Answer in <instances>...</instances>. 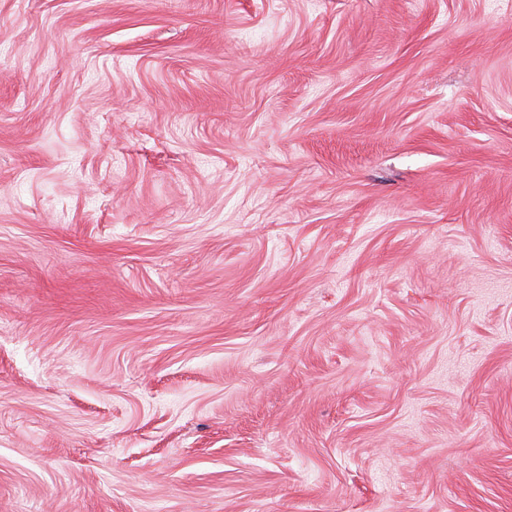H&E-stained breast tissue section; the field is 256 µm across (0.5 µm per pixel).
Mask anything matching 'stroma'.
Wrapping results in <instances>:
<instances>
[{"instance_id":"stroma-1","label":"stroma","mask_w":512,"mask_h":512,"mask_svg":"<svg viewBox=\"0 0 512 512\" xmlns=\"http://www.w3.org/2000/svg\"><path fill=\"white\" fill-rule=\"evenodd\" d=\"M0 512H512V0H0Z\"/></svg>"}]
</instances>
